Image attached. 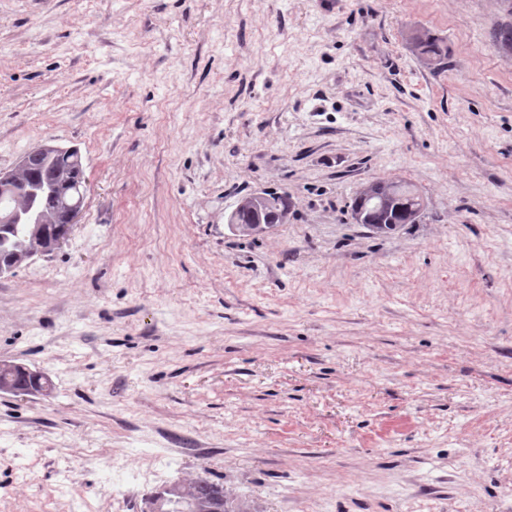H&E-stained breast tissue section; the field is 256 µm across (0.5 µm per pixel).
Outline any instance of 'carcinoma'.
<instances>
[{
	"mask_svg": "<svg viewBox=\"0 0 512 512\" xmlns=\"http://www.w3.org/2000/svg\"><path fill=\"white\" fill-rule=\"evenodd\" d=\"M417 53L432 64L443 63L446 50L442 41L428 32L412 35ZM85 172L79 149L70 154H35L28 158L20 174V191H35V207L38 211L52 218V223L45 225V233H50L52 226L65 221V204L74 202L79 193L84 191ZM268 203L262 214L267 224H284L287 219L282 212L290 209L288 195L276 192L267 193ZM422 198L408 184L395 183L394 199L391 203L378 209L375 204H364L360 197L352 199L351 211L365 208L371 224H413L414 214L420 210ZM27 230L24 225L18 228L0 226V262L5 263L17 256L25 245ZM14 395H28L34 392H47L52 384L44 375L34 374L29 368L14 364L7 369H0V387ZM189 493L204 512H228L224 500V488L208 479H198L186 485Z\"/></svg>",
	"mask_w": 512,
	"mask_h": 512,
	"instance_id": "carcinoma-1",
	"label": "carcinoma"
}]
</instances>
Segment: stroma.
Listing matches in <instances>:
<instances>
[{
    "instance_id": "1",
    "label": "stroma",
    "mask_w": 512,
    "mask_h": 512,
    "mask_svg": "<svg viewBox=\"0 0 512 512\" xmlns=\"http://www.w3.org/2000/svg\"><path fill=\"white\" fill-rule=\"evenodd\" d=\"M511 7L0 0V172L52 143L86 175L0 278V360L53 384L0 393V512L200 477L235 512H512ZM373 180L416 223H354ZM262 191L287 223L233 233ZM413 40L417 53L426 58L432 64L439 66L443 63L446 56V50L442 46V41L428 32H419L413 34ZM390 183L395 184L394 195L389 191L382 195L380 189L381 185L376 181L366 183L358 189L357 196L352 199L351 211L353 214L357 209L363 207L368 214L369 224L366 223L363 214L360 212H356L352 215L355 223L365 224L377 232L394 231L398 228V226L394 224L415 223L416 217H414V214L420 210L422 198L409 184L397 181ZM358 195L362 198L375 197V202L381 203L385 208L377 209L373 202L365 206ZM393 196H395L394 199H392ZM418 214L419 212H417L416 216H418ZM384 224L393 225H391L390 228H386ZM268 203L265 207V211L262 214V222H257L258 216L249 209H242L244 207H250L255 210L261 208L264 203L265 195L263 192H257L249 194L241 198L236 208L231 212L228 218V224L234 232L242 235H257L266 232L268 229L273 227V224H284L288 221V217L282 219V212L284 210L290 211V201L288 195L278 194L276 192H267ZM241 209V210H240ZM240 210L236 217V212ZM238 224H237V222ZM254 223V224H253Z\"/></svg>"
}]
</instances>
